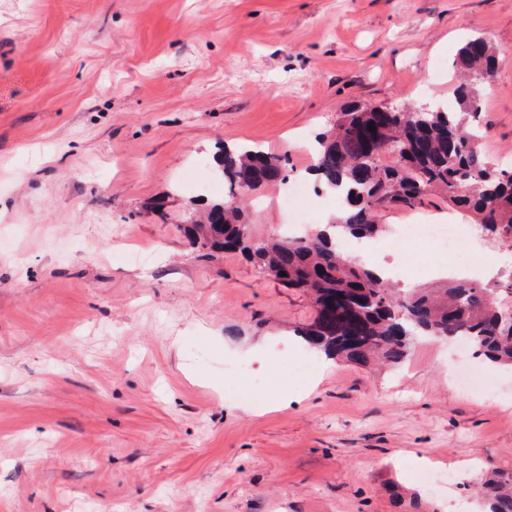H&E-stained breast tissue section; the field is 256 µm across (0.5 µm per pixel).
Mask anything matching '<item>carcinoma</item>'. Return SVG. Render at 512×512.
<instances>
[{
  "label": "carcinoma",
  "mask_w": 512,
  "mask_h": 512,
  "mask_svg": "<svg viewBox=\"0 0 512 512\" xmlns=\"http://www.w3.org/2000/svg\"><path fill=\"white\" fill-rule=\"evenodd\" d=\"M456 66L464 72L455 87L456 111L355 103L336 113L333 130L318 134L311 167L315 189L341 202L325 231L242 244L250 231L238 193L285 181V165L259 146L219 148L215 174L229 194L209 205L195 231L209 240V249L240 253L310 299L311 320L297 331L310 348L359 366L376 359L397 365L417 336L465 338L477 356L512 368V269L483 281L447 280L399 294L337 247L343 236L373 239L383 233L382 211L415 210L437 194L452 210L474 217L482 237L512 238V168L482 154V130L470 124L479 111L477 83L492 79L496 51L474 36L460 49ZM474 484L485 512H512V472L478 476Z\"/></svg>",
  "instance_id": "obj_1"
}]
</instances>
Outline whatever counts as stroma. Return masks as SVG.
Returning a JSON list of instances; mask_svg holds the SVG:
<instances>
[{
    "mask_svg": "<svg viewBox=\"0 0 512 512\" xmlns=\"http://www.w3.org/2000/svg\"><path fill=\"white\" fill-rule=\"evenodd\" d=\"M474 35L498 50L481 150L512 159V0H0V512H479L476 472L512 470L511 370L460 390L433 339L284 369L311 356L307 297L186 230L224 196L216 145L302 182L350 103L456 109ZM275 192L249 193L254 238L336 211ZM349 253L399 288L446 260ZM452 463L446 496L416 478Z\"/></svg>",
    "mask_w": 512,
    "mask_h": 512,
    "instance_id": "stroma-1",
    "label": "stroma"
}]
</instances>
